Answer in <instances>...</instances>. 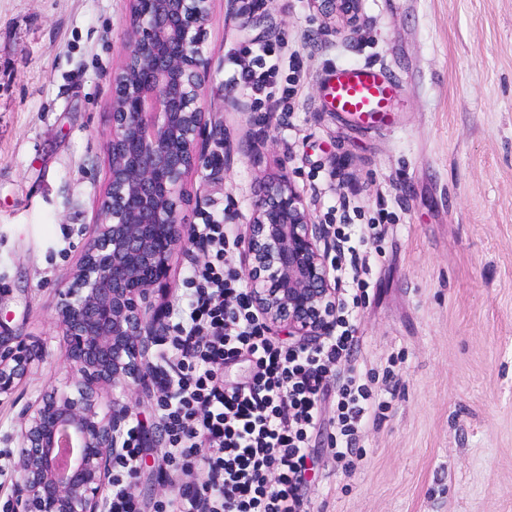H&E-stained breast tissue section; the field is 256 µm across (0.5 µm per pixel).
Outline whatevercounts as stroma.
<instances>
[{
    "label": "stroma",
    "mask_w": 512,
    "mask_h": 512,
    "mask_svg": "<svg viewBox=\"0 0 512 512\" xmlns=\"http://www.w3.org/2000/svg\"><path fill=\"white\" fill-rule=\"evenodd\" d=\"M247 30L212 0L201 90L213 130L207 167L185 185V224L208 213L241 227L279 162L319 219L378 224L364 254L361 369L390 408L343 468L313 436L310 512H512V0H363L358 33L336 35L310 0H254ZM125 0H0V334L48 338L50 354L0 398V457L18 415L66 379L56 290L98 219L107 174L112 74L127 50ZM279 40L297 54L288 116L255 123L229 56ZM396 75L397 120L368 130L325 105L338 64ZM234 93L244 110L224 107ZM267 131L260 163L241 148ZM147 447L143 512L170 494Z\"/></svg>",
    "instance_id": "35a3bbf8"
}]
</instances>
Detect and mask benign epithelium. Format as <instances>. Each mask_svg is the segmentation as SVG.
Wrapping results in <instances>:
<instances>
[{"mask_svg": "<svg viewBox=\"0 0 512 512\" xmlns=\"http://www.w3.org/2000/svg\"><path fill=\"white\" fill-rule=\"evenodd\" d=\"M247 28L245 0H226ZM358 30L362 0H312ZM211 0H128V53L112 74L108 177L99 220L58 290L68 389L44 391L23 409L8 454L9 512H106L112 454L150 387L149 350L168 333L152 304L177 250L192 241L180 217L187 177L200 168L212 116L199 104L211 75L201 44ZM246 286L274 330L299 341L330 333L342 304L333 246L287 168L260 181L239 237ZM44 343L0 336V396L44 355Z\"/></svg>", "mask_w": 512, "mask_h": 512, "instance_id": "7a95c632", "label": "benign epithelium"}]
</instances>
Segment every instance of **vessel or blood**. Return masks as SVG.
<instances>
[{
    "label": "vessel or blood",
    "mask_w": 512,
    "mask_h": 512,
    "mask_svg": "<svg viewBox=\"0 0 512 512\" xmlns=\"http://www.w3.org/2000/svg\"><path fill=\"white\" fill-rule=\"evenodd\" d=\"M398 86L384 67L339 65L326 74L322 92L330 110L366 126H390Z\"/></svg>",
    "instance_id": "vessel-or-blood-1"
}]
</instances>
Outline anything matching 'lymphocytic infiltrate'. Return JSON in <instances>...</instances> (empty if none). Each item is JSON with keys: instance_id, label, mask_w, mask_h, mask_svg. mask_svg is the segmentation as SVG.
<instances>
[{"instance_id": "obj_1", "label": "lymphocytic infiltrate", "mask_w": 512, "mask_h": 512, "mask_svg": "<svg viewBox=\"0 0 512 512\" xmlns=\"http://www.w3.org/2000/svg\"><path fill=\"white\" fill-rule=\"evenodd\" d=\"M250 64L230 57L231 79L252 92L256 107L287 106L295 94L284 76L280 43H254L243 50ZM344 304L334 329L312 344L276 342L233 266L239 242L224 224L206 218L194 239L205 253L183 285L186 306L164 338L168 358L153 377L160 392L157 415L166 444L158 475L174 486L155 512H307V448L313 433L326 432L337 459L353 454L363 424L379 409L364 375L349 370L332 418L323 416L328 379L358 343L357 308L369 282L362 248L369 231L358 224L330 228ZM247 358L250 379L224 383L225 365ZM140 420L112 458L108 512H141L134 490L144 453ZM204 466L203 483L188 475Z\"/></svg>"}]
</instances>
